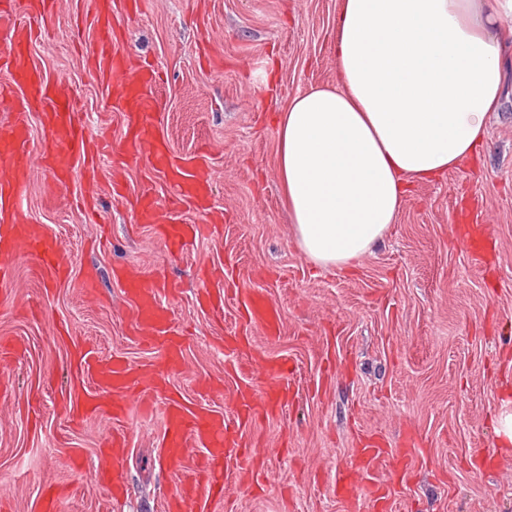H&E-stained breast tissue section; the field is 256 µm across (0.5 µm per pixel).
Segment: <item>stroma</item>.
<instances>
[{"instance_id": "stroma-1", "label": "stroma", "mask_w": 512, "mask_h": 512, "mask_svg": "<svg viewBox=\"0 0 512 512\" xmlns=\"http://www.w3.org/2000/svg\"><path fill=\"white\" fill-rule=\"evenodd\" d=\"M89 0H61L51 18L32 19V59L42 76L76 91L80 117L103 130L112 149L103 161L95 222L76 206L81 178L50 189L42 167L19 199L71 268L46 283L21 262L0 290V340L18 347L0 396V500L10 512H42L41 490L53 481L75 488L59 512H99L106 492L91 479L96 449L112 433L105 416L81 425L59 408L69 387L71 337L107 356L139 364L154 352L129 329L130 311L117 266L135 268L145 285L178 284L163 296L172 329L185 332L184 369L171 384L190 403L233 418L239 387L257 373L224 338L249 333L254 349L293 367L294 399L274 418L251 424L263 443L265 493L233 485L236 512H368L333 491L337 467L365 435L387 445L406 428L423 440L424 461L404 483L391 512H512V447L501 446L497 418L512 395V83L487 121L477 155L443 176L413 185L382 242L353 268L319 269L294 242L277 172L275 120L288 101L336 80L338 0H143L123 28V51L163 78L157 125L179 154L211 149V207L223 231L181 255L169 254L152 225L128 204L151 189L167 206L174 186L122 151L125 122L111 111L89 70ZM126 200L110 195L113 176ZM478 201L495 256L475 264L454 234L460 204ZM219 266L232 288L222 322L197 300L196 271ZM98 273L102 299H85L80 280ZM259 291L281 313L280 332L249 328L244 295ZM218 385L205 394L201 381ZM161 410H132L122 467L129 493L120 512H165L177 490L162 458ZM80 449L83 468L70 466Z\"/></svg>"}]
</instances>
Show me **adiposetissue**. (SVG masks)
Masks as SVG:
<instances>
[{
    "label": "adipose tissue",
    "mask_w": 512,
    "mask_h": 512,
    "mask_svg": "<svg viewBox=\"0 0 512 512\" xmlns=\"http://www.w3.org/2000/svg\"><path fill=\"white\" fill-rule=\"evenodd\" d=\"M510 48L512 0H339L335 84L276 119L289 219L314 265L354 264L395 223L410 181L476 155Z\"/></svg>",
    "instance_id": "ef3b65f1"
}]
</instances>
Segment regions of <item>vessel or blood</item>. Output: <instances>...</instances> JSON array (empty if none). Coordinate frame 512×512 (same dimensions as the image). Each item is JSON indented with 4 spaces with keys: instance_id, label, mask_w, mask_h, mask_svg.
I'll return each mask as SVG.
<instances>
[{
    "instance_id": "b4317fda",
    "label": "vessel or blood",
    "mask_w": 512,
    "mask_h": 512,
    "mask_svg": "<svg viewBox=\"0 0 512 512\" xmlns=\"http://www.w3.org/2000/svg\"><path fill=\"white\" fill-rule=\"evenodd\" d=\"M116 0H92L91 23L95 37L89 54V68L108 90L114 109L126 117L124 152L129 161H147L150 170L177 192L170 206L191 207L203 213L210 196V156L201 151L192 156L175 154L157 133L155 115L160 103L155 96L158 75L155 71L132 68L120 48L121 34L113 24ZM58 0H0V285L12 283L21 259L32 261L39 277L61 281L70 275L45 237L28 227L25 212L18 205L20 191L29 183L35 165L53 173L56 182L70 180L74 160H81V177L86 184L96 183L102 160L108 150L100 132L76 120L75 102L66 83L44 80L32 63L30 49L34 33L27 20L54 12ZM38 113L47 133L40 158L27 149L29 113ZM144 222L156 225L167 246L184 249L204 235L219 234L216 222L176 226L163 222L156 200L142 193L132 203ZM114 278L132 312V333L155 348V360L132 365L123 357L105 356L87 341L72 338L70 359L72 386L62 405L74 422H82L96 412L112 419L111 436L97 452L95 479L107 482L109 459L118 457L127 446L123 425L131 401L160 403L164 418L160 445L179 477V490L167 503L168 512H217L228 494L229 464H236L235 477L254 490H263L259 479V449L248 441L243 429L263 415H272L288 403L291 390L284 376L291 370L285 360L260 359L256 371L261 388H248L237 398L234 419L223 413L186 404L166 388L168 373L180 370L182 342L171 336V315L161 302L162 295L175 294L172 284L161 282L143 287L140 274L119 267ZM205 289L201 295L209 309L219 313L229 290L222 274L202 269ZM242 304L250 325L274 334L278 310L262 295L250 294ZM412 442L397 448H384L372 439L360 441L349 467L340 469L336 482L342 485V498L365 501L373 512H388L395 490L392 484L376 479V467L386 461L398 464L413 454Z\"/></svg>"
}]
</instances>
